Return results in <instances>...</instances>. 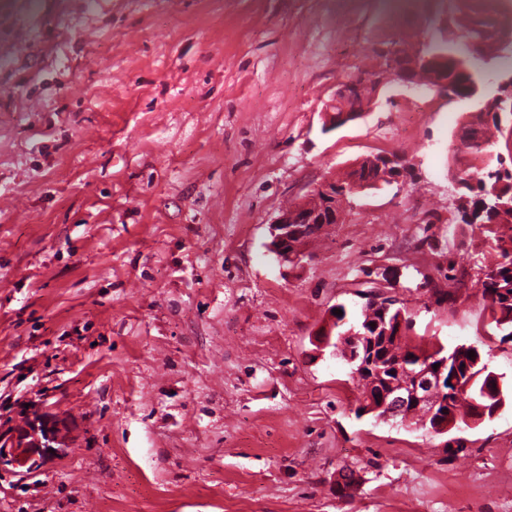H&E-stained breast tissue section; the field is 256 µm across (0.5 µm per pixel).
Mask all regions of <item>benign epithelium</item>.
<instances>
[{"label":"benign epithelium","mask_w":512,"mask_h":512,"mask_svg":"<svg viewBox=\"0 0 512 512\" xmlns=\"http://www.w3.org/2000/svg\"><path fill=\"white\" fill-rule=\"evenodd\" d=\"M404 47L400 39L392 38L381 45L382 57L379 58L384 76L377 77L359 71L342 81L336 92V101H345L357 92L361 96V104L355 108H345L335 122L346 123L354 119L360 112L366 110L373 102L377 88L384 82L411 88L422 82L418 77H410L404 73L398 61L403 56ZM455 61L464 69H469L470 57L464 55L458 45H449V53L436 54L430 48L423 49L419 58V68L433 71L438 74L445 71L448 60ZM483 82L474 79L468 92L453 98L467 102L479 98L481 110L500 115L507 112L512 115V77L503 79L497 92L490 97L481 95ZM362 163L373 173L369 177L357 175L339 182L333 177L324 179L307 193L298 203L279 212L270 224L272 237L270 248L278 257L280 263L292 268L303 264L307 257L303 248L289 246V241L301 238L305 233L307 224H324L334 219L336 207L340 201L368 188H376L382 184H407L410 180V167L402 157L391 154H376L362 159ZM498 188L492 189L483 196L484 206L488 209H502L512 207V200H505V196ZM407 334L404 313H399L397 323H390L387 317L375 321L367 328L350 329L341 334L336 342L327 339L320 345L327 347L336 345V350L343 359L357 372L354 377L364 374L366 379L367 399L366 409L369 412H383L386 419H399L409 421L411 416L422 411L431 416L448 394V381H446V366L443 361L440 366L433 368L423 364L424 357L419 356L408 363H402L391 370H384L382 364L375 362V350L378 345L386 342L391 335L397 337ZM50 431L45 428L31 426L30 431L19 435L11 441L10 448H0V459L8 456L13 465L18 468H31L34 465L28 452L36 448L39 443L35 438L47 437Z\"/></svg>","instance_id":"1"}]
</instances>
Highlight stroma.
<instances>
[{
    "mask_svg": "<svg viewBox=\"0 0 512 512\" xmlns=\"http://www.w3.org/2000/svg\"><path fill=\"white\" fill-rule=\"evenodd\" d=\"M460 0H0V512H512V341L486 332L481 230L449 222L468 105L396 85L329 124L380 39ZM398 153L301 268L269 225L323 179ZM469 275L438 301L449 261ZM411 344L478 347L511 396L436 435L358 415L316 337L366 270ZM352 474L350 496L336 490ZM50 431H48L45 428H40V426H34L32 425L30 428V433H25L19 435L15 440H11L10 448L11 450L6 451L7 445L3 448H0V462L2 458L6 456H10V459H7V461H11L13 465H15L17 468H31L34 465V461L29 454L27 448H36L41 446L42 444V437H49ZM35 436L37 438L35 439ZM40 436V444L39 437ZM28 438H32L29 441H26ZM36 440V441H35ZM26 441V442H25ZM33 461V462H32Z\"/></svg>",
    "mask_w": 512,
    "mask_h": 512,
    "instance_id": "35a3bbf8",
    "label": "stroma"
}]
</instances>
